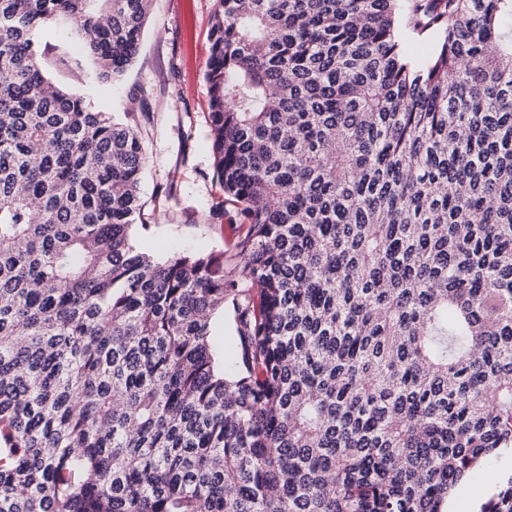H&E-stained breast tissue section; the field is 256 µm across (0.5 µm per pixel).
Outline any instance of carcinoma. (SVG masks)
<instances>
[{"mask_svg": "<svg viewBox=\"0 0 512 512\" xmlns=\"http://www.w3.org/2000/svg\"><path fill=\"white\" fill-rule=\"evenodd\" d=\"M216 2L227 273L136 246L134 113L43 64L121 80L151 0H0V512H448L512 451V0Z\"/></svg>", "mask_w": 512, "mask_h": 512, "instance_id": "cac0c4a2", "label": "carcinoma"}]
</instances>
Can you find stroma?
Returning <instances> with one entry per match:
<instances>
[{"instance_id": "obj_1", "label": "stroma", "mask_w": 512, "mask_h": 512, "mask_svg": "<svg viewBox=\"0 0 512 512\" xmlns=\"http://www.w3.org/2000/svg\"><path fill=\"white\" fill-rule=\"evenodd\" d=\"M215 0H153L141 51L119 82L104 83L87 60L49 65L52 79L83 95L102 112L134 111L147 164L141 184L148 221L139 247L163 257L176 250L232 255L246 231L233 207H222L214 178L205 72ZM512 473L507 455L471 472L456 489L450 512H476L490 493L486 478Z\"/></svg>"}]
</instances>
